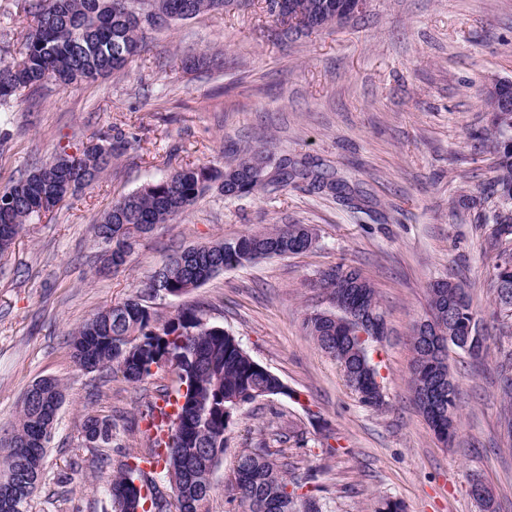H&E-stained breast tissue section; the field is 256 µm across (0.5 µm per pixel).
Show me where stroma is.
<instances>
[{"instance_id": "35a3bbf8", "label": "stroma", "mask_w": 512, "mask_h": 512, "mask_svg": "<svg viewBox=\"0 0 512 512\" xmlns=\"http://www.w3.org/2000/svg\"><path fill=\"white\" fill-rule=\"evenodd\" d=\"M264 0L209 13L151 34V49L124 72L67 90L24 91L0 123V189L55 151H75L117 126L137 153L34 224L0 255V439L38 379H58L65 401L30 512H110L108 481L151 445L143 415L176 391L170 369L139 383L121 372L84 370L70 336L102 307L135 293L176 250L273 224H307L317 246L224 270L180 297L148 304L165 320L202 311L293 397L244 404L224 434L209 512H241L230 481L237 455L264 440L287 462L301 492L323 512H482L471 477L512 512V449L500 439L508 408L498 364L512 349V318L493 317V268L512 239L497 238L498 198L464 205L489 189L495 157L479 134L484 91L512 80V0H369L348 23L296 40H273ZM188 53L220 56L208 73L183 71ZM306 157L356 191L353 203L305 182L242 197L210 191L175 221L140 240L125 266L101 267L95 226L113 200L185 164L224 168L243 149ZM361 270L378 293L385 338L369 345L383 409L363 406L304 319L330 303L317 281L336 263ZM453 277L466 288L490 349L476 360L450 350L459 392L454 442L438 443L409 384L412 338L428 315L427 286ZM112 424L96 448L87 417Z\"/></svg>"}]
</instances>
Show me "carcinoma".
Instances as JSON below:
<instances>
[{"label": "carcinoma", "mask_w": 512, "mask_h": 512, "mask_svg": "<svg viewBox=\"0 0 512 512\" xmlns=\"http://www.w3.org/2000/svg\"><path fill=\"white\" fill-rule=\"evenodd\" d=\"M131 1L159 11L175 21L222 11L239 0H20L18 8L29 19L24 42L12 57L0 55V104L25 90L52 84L68 89L95 82L122 71L131 58L146 49L152 27L131 19ZM272 22V33L288 34L286 21L275 10L277 0H265ZM294 18L305 28L336 24V13L349 0H291ZM189 8L191 16L184 15ZM214 59L202 54L182 58L186 71L207 69ZM484 141L496 158L497 175L492 194L512 198V109L490 113L484 128ZM136 138L119 128L96 138V146H84L68 153L62 149L23 174L10 187L0 191V254L10 250L24 225L41 219V197L52 196L47 212L61 205L79 188L47 184L39 179L47 162H59L69 180H83L89 187L99 181L112 163L135 149ZM274 170L272 184L286 186L302 177L313 190L330 192L346 200V184L327 179L318 171L287 157L272 161L266 150L245 151L234 163L219 171L208 165H185L160 180L121 196L100 218L95 236L104 249L103 267L117 269L126 264L140 239L160 224L183 215L200 197L212 189L235 191L240 197L261 190L266 184L256 176L258 163ZM492 219L499 237L512 238V215L494 211ZM317 243L314 229L305 224H281L248 232L203 246L177 251L169 262L150 276L143 289L121 302L109 304L81 324L71 335L75 361L91 372L116 367L123 377L138 383L163 368L160 358L183 354L179 375L186 391H176V412L170 418L164 443L152 442L141 457L124 464L109 480L112 512H137L146 498L129 496L132 476L155 498L157 483L152 467L163 462L168 483L176 486L177 512H209L212 487L205 484L208 467H217L224 455V432L228 425L224 409L236 408L243 396L262 397L277 389L280 378L256 367V361L234 336L219 326L203 322L193 309L180 310L160 322L146 297L156 294L161 284L169 296H179L204 285L216 274L243 265L258 257H282L312 249ZM496 309L512 316V254L500 257L494 267ZM318 287L326 291L331 304L344 294L352 297L358 309L381 311L372 284L353 267L334 265L323 271ZM429 314L440 337L463 336L477 312L463 285L452 279H439L427 289ZM306 329L318 347L340 365L348 386L361 404L379 408L375 401L377 372L371 364L368 343L357 337L359 326L338 322L325 310H314L305 317ZM410 385L418 394L442 378L451 377L448 357L430 354L428 345L413 344ZM503 393L512 402V353L499 364ZM65 398L62 383L54 378L34 382L26 392L12 436L0 442V512H29L31 496L42 477L46 448L57 416L52 404ZM438 407L417 404L434 436L448 444V417L458 420V389L438 397ZM85 440L105 445L112 439V426L106 420L89 417L83 425ZM232 490L246 512H299L297 489L300 484L288 477V464L273 458L266 441L244 450L236 459Z\"/></svg>", "instance_id": "obj_1"}]
</instances>
